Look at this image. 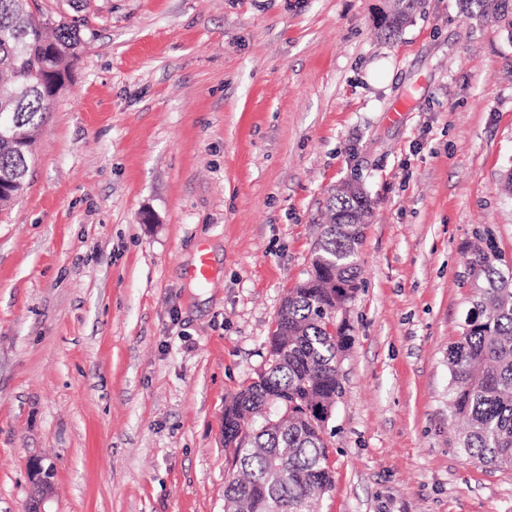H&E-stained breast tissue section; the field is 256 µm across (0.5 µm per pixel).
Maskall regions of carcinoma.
<instances>
[{"mask_svg":"<svg viewBox=\"0 0 512 512\" xmlns=\"http://www.w3.org/2000/svg\"><path fill=\"white\" fill-rule=\"evenodd\" d=\"M423 0H390L378 34L392 38ZM470 17L491 16L512 30V0H461ZM85 23L56 20L40 5L0 0V113L36 134L56 88L79 59ZM29 160L0 141V177L25 182ZM310 269L285 297L266 339L267 362L224 404L230 467L224 512H319L332 486L325 429L341 389L339 362L353 337L336 310L357 293V257L371 201L345 185ZM492 241L472 262L473 288L460 336L448 346V415L463 424L458 448L473 463L512 468V277Z\"/></svg>","mask_w":512,"mask_h":512,"instance_id":"1","label":"carcinoma"}]
</instances>
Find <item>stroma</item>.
Returning a JSON list of instances; mask_svg holds the SVG:
<instances>
[{
	"mask_svg": "<svg viewBox=\"0 0 512 512\" xmlns=\"http://www.w3.org/2000/svg\"><path fill=\"white\" fill-rule=\"evenodd\" d=\"M84 5L0 210V512H28L34 459L45 512H224V403L344 183L373 214L321 512H512V468L457 448L447 359L480 236L512 266V35L458 0L391 40L388 0Z\"/></svg>",
	"mask_w": 512,
	"mask_h": 512,
	"instance_id": "35a3bbf8",
	"label": "stroma"
}]
</instances>
